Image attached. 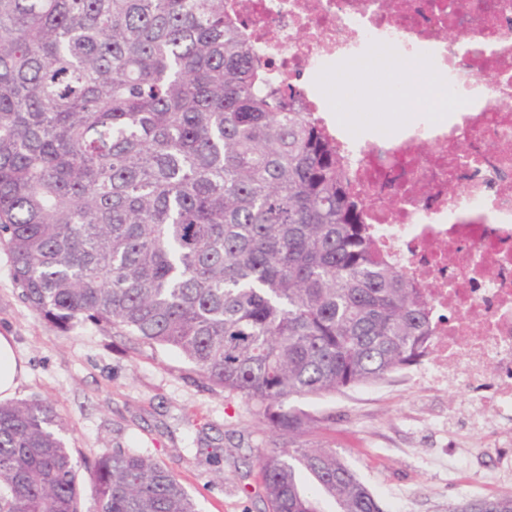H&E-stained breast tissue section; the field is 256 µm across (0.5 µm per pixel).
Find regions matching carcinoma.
Returning <instances> with one entry per match:
<instances>
[{
  "label": "carcinoma",
  "mask_w": 512,
  "mask_h": 512,
  "mask_svg": "<svg viewBox=\"0 0 512 512\" xmlns=\"http://www.w3.org/2000/svg\"><path fill=\"white\" fill-rule=\"evenodd\" d=\"M224 0H0V243L22 298L176 350L283 438L264 512H382L293 401L425 354L429 312L379 253L336 150ZM53 402H0V512H198L165 463L88 467ZM449 512H512V496Z\"/></svg>",
  "instance_id": "obj_1"
}]
</instances>
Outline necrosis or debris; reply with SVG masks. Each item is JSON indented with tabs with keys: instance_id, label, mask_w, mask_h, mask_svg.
Masks as SVG:
<instances>
[{
	"instance_id": "4bbe7bcc",
	"label": "necrosis or debris",
	"mask_w": 512,
	"mask_h": 512,
	"mask_svg": "<svg viewBox=\"0 0 512 512\" xmlns=\"http://www.w3.org/2000/svg\"><path fill=\"white\" fill-rule=\"evenodd\" d=\"M271 78L333 141L379 252L419 288L432 336L417 370L474 384L512 425V0H226ZM468 41L456 40V33ZM424 61L441 98L396 132L336 122L324 77Z\"/></svg>"
}]
</instances>
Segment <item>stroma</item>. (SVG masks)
<instances>
[{
    "mask_svg": "<svg viewBox=\"0 0 512 512\" xmlns=\"http://www.w3.org/2000/svg\"><path fill=\"white\" fill-rule=\"evenodd\" d=\"M393 78L357 71L350 123L387 130L411 117V106L392 101ZM0 333L13 337L26 367L16 398L55 404L80 463L129 449L170 465L199 512H259L250 496L260 479L256 455L277 435L254 407L211 390L170 349L89 323L60 331L23 300L1 244ZM466 394L394 372L305 399L321 418L305 441L334 449L383 512H448L465 500L512 494V470L500 465L512 436Z\"/></svg>",
    "mask_w": 512,
    "mask_h": 512,
    "instance_id": "1",
    "label": "stroma"
}]
</instances>
